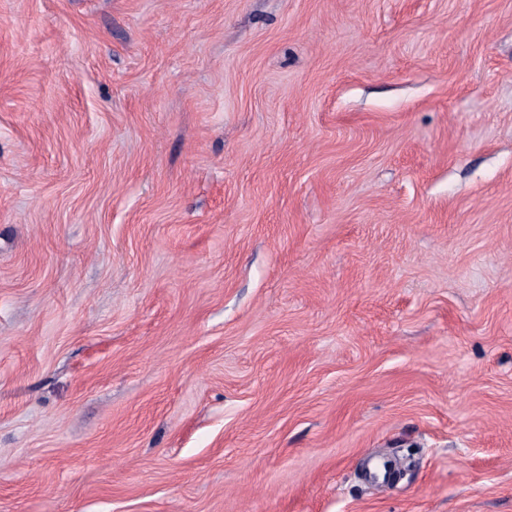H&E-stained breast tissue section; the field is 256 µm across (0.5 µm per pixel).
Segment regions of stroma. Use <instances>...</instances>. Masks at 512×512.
<instances>
[{"mask_svg": "<svg viewBox=\"0 0 512 512\" xmlns=\"http://www.w3.org/2000/svg\"><path fill=\"white\" fill-rule=\"evenodd\" d=\"M0 512H512V0H0Z\"/></svg>", "mask_w": 512, "mask_h": 512, "instance_id": "stroma-1", "label": "stroma"}]
</instances>
